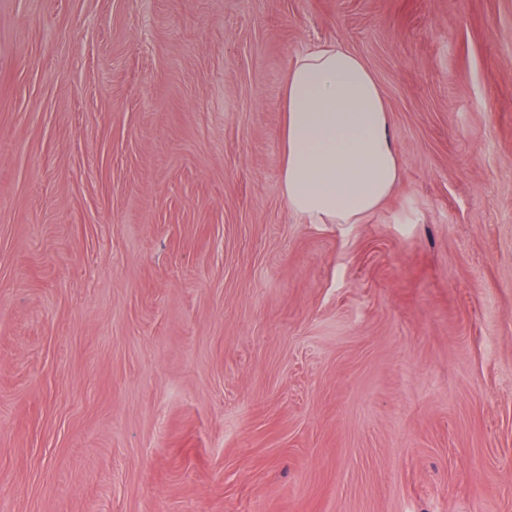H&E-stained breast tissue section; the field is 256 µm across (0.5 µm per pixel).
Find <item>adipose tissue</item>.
Returning a JSON list of instances; mask_svg holds the SVG:
<instances>
[{"mask_svg": "<svg viewBox=\"0 0 512 512\" xmlns=\"http://www.w3.org/2000/svg\"><path fill=\"white\" fill-rule=\"evenodd\" d=\"M280 190L305 224H361L402 174L372 71L338 42L300 53L283 81Z\"/></svg>", "mask_w": 512, "mask_h": 512, "instance_id": "adipose-tissue-1", "label": "adipose tissue"}]
</instances>
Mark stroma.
I'll list each match as a JSON object with an SVG mask.
<instances>
[{
    "label": "stroma",
    "mask_w": 512,
    "mask_h": 512,
    "mask_svg": "<svg viewBox=\"0 0 512 512\" xmlns=\"http://www.w3.org/2000/svg\"><path fill=\"white\" fill-rule=\"evenodd\" d=\"M333 41L364 224L280 194ZM0 512H512V0H0ZM280 190L303 224H364L402 174L372 71L339 42L300 53L283 81Z\"/></svg>",
    "instance_id": "stroma-1"
}]
</instances>
